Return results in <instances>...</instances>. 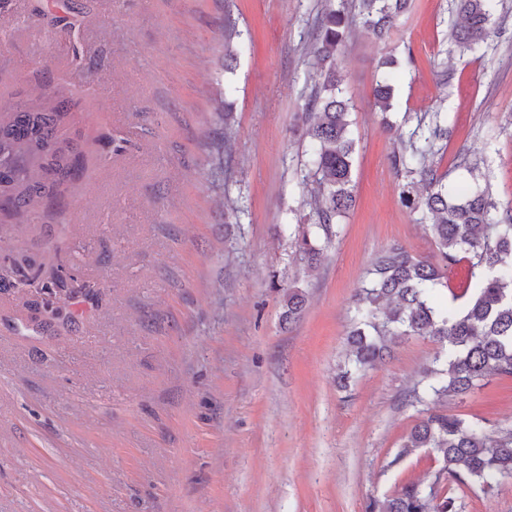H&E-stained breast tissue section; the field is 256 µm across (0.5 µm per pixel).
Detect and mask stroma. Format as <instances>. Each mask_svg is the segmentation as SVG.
I'll list each match as a JSON object with an SVG mask.
<instances>
[{"mask_svg":"<svg viewBox=\"0 0 512 512\" xmlns=\"http://www.w3.org/2000/svg\"><path fill=\"white\" fill-rule=\"evenodd\" d=\"M59 6L0 0V107L36 87L68 101L61 133L81 156L33 223L0 211V512H361L428 479L436 454L395 455L440 343L410 337L345 388L338 365L373 257L437 253L400 197V136L440 120L438 174L512 200V0L473 53L449 50L452 0H412L384 46L351 29L337 61L357 204L338 236L316 234L312 269L288 227L315 221L304 112L321 0H93L67 26L52 22ZM388 53L404 67L384 116L372 91ZM229 84L232 158L216 186L203 143ZM50 272L67 279L51 305ZM291 285L306 305L288 326ZM437 407L511 425L512 381ZM452 494L463 512H512V481Z\"/></svg>","mask_w":512,"mask_h":512,"instance_id":"stroma-1","label":"stroma"}]
</instances>
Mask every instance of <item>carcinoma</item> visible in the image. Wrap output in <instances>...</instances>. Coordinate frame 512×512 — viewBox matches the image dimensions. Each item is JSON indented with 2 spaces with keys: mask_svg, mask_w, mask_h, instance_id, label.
<instances>
[{
  "mask_svg": "<svg viewBox=\"0 0 512 512\" xmlns=\"http://www.w3.org/2000/svg\"><path fill=\"white\" fill-rule=\"evenodd\" d=\"M455 4L458 22L451 30V41L460 53L473 52L494 31L493 0H455ZM409 6L410 0H354L352 17L345 0H324L322 5L312 50L321 82L307 103L311 144L307 167L320 185V196L313 202L315 227L326 235L355 203L352 102L345 78L336 68V52L353 20L384 40ZM224 94V117L207 143L210 177L215 181L224 179L229 161L222 146L230 135L233 88L225 87ZM373 96L380 112L394 108L391 74L381 76ZM63 115V102L48 95L0 114V211L10 212L16 225L31 223L47 209L52 177H67L77 166L69 142L59 133ZM440 136L437 121L394 156L395 165L409 175H419L426 184L425 193L415 194L412 181L402 196L411 209L431 221L438 259H419L401 247L376 257L356 295L341 378L368 369L383 360L392 345L411 336H432L444 343L410 394L412 402L426 406L424 415L391 461L396 465L407 454L430 448L442 467L427 483L408 482L387 500H366L363 512H461L462 504L442 488L477 486L489 494L502 480L512 478V427L489 426L436 408L440 399L464 396L490 375L512 380V201L499 203L487 189L466 192L444 184L443 177L427 164ZM288 231L309 263H317L320 249L311 239L310 225L296 224ZM463 260L467 278L454 286L448 273ZM473 279L478 288L470 295ZM441 290L448 291V302L439 307L433 297ZM283 302L282 320L292 323L303 310L305 294L289 287Z\"/></svg>",
  "mask_w": 512,
  "mask_h": 512,
  "instance_id": "carcinoma-1",
  "label": "carcinoma"
}]
</instances>
